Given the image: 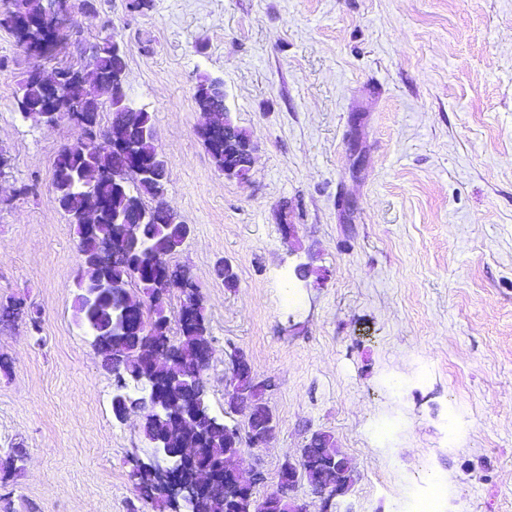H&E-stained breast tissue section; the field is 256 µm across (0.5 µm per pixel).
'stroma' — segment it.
<instances>
[{
	"label": "stroma",
	"instance_id": "35a3bbf8",
	"mask_svg": "<svg viewBox=\"0 0 512 512\" xmlns=\"http://www.w3.org/2000/svg\"><path fill=\"white\" fill-rule=\"evenodd\" d=\"M128 2L73 13L43 65L124 44L127 102L152 114L165 201L192 229L170 263L209 319L210 410L227 409L232 349L269 384L277 435L241 456L261 493L322 431L356 469L337 512H416L425 484L436 512H512V0ZM32 64L0 28V303L41 315L37 331L0 324V456L27 453L0 497L10 512H157L129 479L151 457L140 421L114 418L112 370L77 323L78 238L51 191L84 133L22 118ZM205 78L259 147L247 182L198 133ZM201 137L218 171L224 173V176L228 178H237L239 180H245L247 178L249 171L246 169H240L238 166H226L224 168L223 135L209 139H207L204 135H201Z\"/></svg>",
	"mask_w": 512,
	"mask_h": 512
}]
</instances>
